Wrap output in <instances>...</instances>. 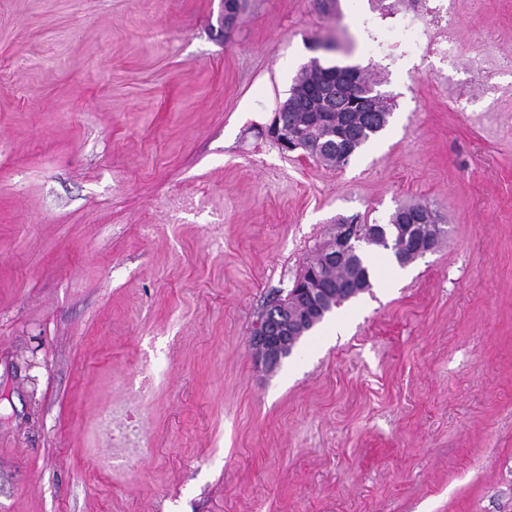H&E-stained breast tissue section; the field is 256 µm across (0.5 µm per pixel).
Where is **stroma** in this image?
Segmentation results:
<instances>
[{"label":"stroma","mask_w":512,"mask_h":512,"mask_svg":"<svg viewBox=\"0 0 512 512\" xmlns=\"http://www.w3.org/2000/svg\"><path fill=\"white\" fill-rule=\"evenodd\" d=\"M447 4L0 0V512H512V0ZM326 37L392 105L340 169L265 133ZM416 202L437 249L261 365L337 218Z\"/></svg>","instance_id":"35a3bbf8"}]
</instances>
